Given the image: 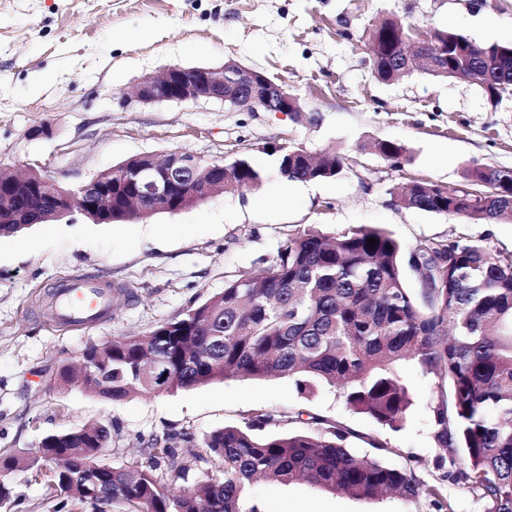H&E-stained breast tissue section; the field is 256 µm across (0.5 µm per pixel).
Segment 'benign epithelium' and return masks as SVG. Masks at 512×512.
<instances>
[{"label": "benign epithelium", "instance_id": "benign-epithelium-1", "mask_svg": "<svg viewBox=\"0 0 512 512\" xmlns=\"http://www.w3.org/2000/svg\"><path fill=\"white\" fill-rule=\"evenodd\" d=\"M127 98L142 103L199 99L231 102L251 110L289 112L297 98L264 73L238 65L168 67L132 86ZM224 180V161L173 152L135 156L102 172L76 190L35 171L0 177V224L59 221L78 211L96 224H112L152 215L176 213L213 196L211 180Z\"/></svg>", "mask_w": 512, "mask_h": 512}]
</instances>
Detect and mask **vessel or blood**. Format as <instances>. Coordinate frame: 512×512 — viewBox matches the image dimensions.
Masks as SVG:
<instances>
[{"label":"vessel or blood","instance_id":"b4317fda","mask_svg":"<svg viewBox=\"0 0 512 512\" xmlns=\"http://www.w3.org/2000/svg\"><path fill=\"white\" fill-rule=\"evenodd\" d=\"M111 306V290L86 277L67 280L58 288L53 319L62 325L94 326L103 322Z\"/></svg>","mask_w":512,"mask_h":512}]
</instances>
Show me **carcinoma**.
<instances>
[{
	"label": "carcinoma",
	"instance_id": "carcinoma-1",
	"mask_svg": "<svg viewBox=\"0 0 512 512\" xmlns=\"http://www.w3.org/2000/svg\"><path fill=\"white\" fill-rule=\"evenodd\" d=\"M412 27L389 19L371 30L367 50L383 81L400 77L402 48ZM444 50L436 78L479 81L493 98L512 89V46H481L448 30H434ZM370 149L402 157L398 142L378 140ZM278 159L288 181L327 180L344 168L337 155L316 165ZM264 173L250 161L224 163L231 192L257 185ZM400 207L454 213L475 221L512 220V181L501 173L468 168L463 182L444 189L414 181L397 194ZM377 245L368 246L367 238ZM448 263L432 260L419 241L407 249L391 233L365 225L334 236L315 228L288 237L267 266L228 280L224 290L190 306L147 332L102 345L112 369L110 400L156 393L143 380L169 350L166 391L191 390L217 379L288 377L301 394L320 385L339 387L346 404L398 431L412 404L401 362L448 383L434 408L435 439L448 455V478L486 500L488 512H512V252H493L480 240L440 241ZM428 272V285L407 287L404 266ZM307 419L308 431L282 427ZM49 435L54 457L36 455L30 465L56 473L55 512L76 501L88 512H262L247 504L259 479L282 484L306 481L360 498L394 493L411 501L433 499L452 512L443 488L421 482L407 467L356 455L338 422L298 409L255 413L244 426H226L203 439L204 452L188 454L193 435H154L141 449L144 461L87 473L84 459L109 447L106 423ZM218 461L222 475L209 465ZM12 456L0 458V499L15 497ZM191 480L167 488L161 476Z\"/></svg>",
	"mask_w": 512,
	"mask_h": 512
}]
</instances>
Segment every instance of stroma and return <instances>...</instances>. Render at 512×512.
Returning a JSON list of instances; mask_svg holds the SVG:
<instances>
[{"mask_svg": "<svg viewBox=\"0 0 512 512\" xmlns=\"http://www.w3.org/2000/svg\"><path fill=\"white\" fill-rule=\"evenodd\" d=\"M450 29L480 45H512V0H0V169L37 170L76 187L130 157L186 152L205 160L247 157L263 182L179 213L96 224L80 213L0 241V456L33 452L48 434L108 422V462L139 460L140 440L162 432L241 426L257 410L303 409L351 430L347 448H391L385 464L442 486L454 512L487 506L436 467V379L399 368L413 404L399 431L347 406L328 387L298 393L287 378H233L121 402L53 383L62 361L87 345L141 333L223 290L229 279L269 265L289 235L336 234L367 225L405 246L466 236L512 252V221L487 224L453 213L404 209L396 192L415 178L452 188L465 169H512V91L490 98L478 83L416 73L378 80L366 35L385 19ZM234 61L277 79L301 113L254 112L215 101L142 104L127 99L142 77L166 68H221ZM50 133L30 138V129ZM403 144L401 165L371 151ZM272 145L334 152L344 169L327 181L277 174ZM85 275L111 285L109 320L57 324L54 289ZM33 467L12 474L21 503L11 512H54ZM264 512H438L432 499L358 498L306 483L259 482Z\"/></svg>", "mask_w": 512, "mask_h": 512, "instance_id": "obj_1", "label": "stroma"}]
</instances>
